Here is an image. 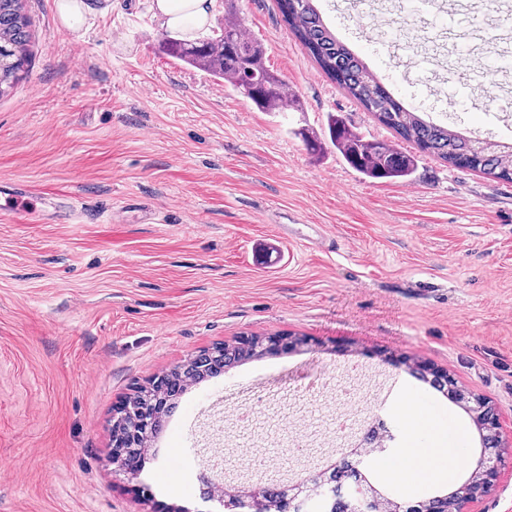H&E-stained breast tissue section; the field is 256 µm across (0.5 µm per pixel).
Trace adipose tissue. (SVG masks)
I'll use <instances>...</instances> for the list:
<instances>
[{"label": "adipose tissue", "mask_w": 512, "mask_h": 512, "mask_svg": "<svg viewBox=\"0 0 512 512\" xmlns=\"http://www.w3.org/2000/svg\"><path fill=\"white\" fill-rule=\"evenodd\" d=\"M208 0H155L154 8L164 25L172 32L188 35L206 24ZM430 448L411 445L398 449L391 460H383L379 470L387 478L400 481L412 475L436 483H453L469 469L472 460L459 438L443 431L435 432Z\"/></svg>", "instance_id": "adipose-tissue-1"}]
</instances>
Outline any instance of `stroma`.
<instances>
[{
  "label": "stroma",
  "mask_w": 512,
  "mask_h": 512,
  "mask_svg": "<svg viewBox=\"0 0 512 512\" xmlns=\"http://www.w3.org/2000/svg\"><path fill=\"white\" fill-rule=\"evenodd\" d=\"M79 34L56 0H26L29 64L0 96V185L29 188L57 224L0 212V512H198L196 481L220 449L224 491L326 469L369 414L421 401L460 428L471 416L409 367L447 372L493 405L499 482L466 512H512V183L415 154L412 181L369 179L298 127L328 113L393 140L311 60L275 0H235L265 63L301 109L263 112L207 71L164 53L153 0H83ZM337 39L408 110L462 135L512 144V69L448 93L486 45L443 38L405 0H315ZM392 38L432 54L383 55ZM329 230L336 247L320 244ZM292 349L226 368L181 398L140 478L112 463V412L191 354L243 335ZM368 477L409 503L446 488ZM149 484L151 497L141 486Z\"/></svg>",
  "instance_id": "1"
}]
</instances>
